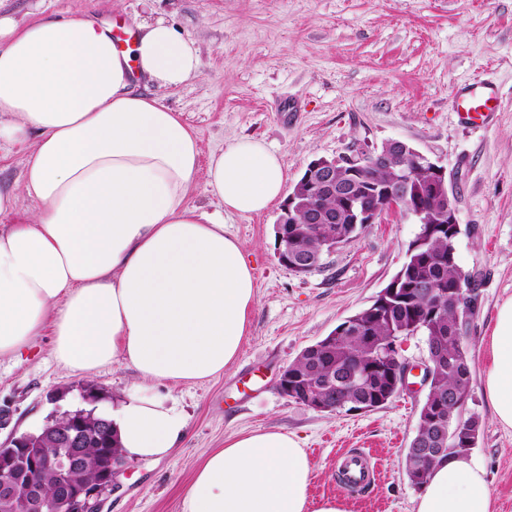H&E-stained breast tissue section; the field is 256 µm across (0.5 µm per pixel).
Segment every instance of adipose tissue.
I'll return each instance as SVG.
<instances>
[{"label":"adipose tissue","mask_w":512,"mask_h":512,"mask_svg":"<svg viewBox=\"0 0 512 512\" xmlns=\"http://www.w3.org/2000/svg\"><path fill=\"white\" fill-rule=\"evenodd\" d=\"M126 48L90 16L26 25L0 17V142L27 149L23 189L40 210L0 227V357L44 330L56 362L91 373L114 361L139 380L107 417L124 455L157 460L187 421L150 395L159 381L194 383L238 355L255 302L242 244L188 202L201 142L180 114L138 90L177 88L201 73L194 39L164 21L140 23ZM213 195L250 216L282 195L281 156L242 138L209 156ZM485 392L512 429V298L498 309ZM311 462L299 440L251 432L208 452L183 491V512H345L310 506ZM416 512H491L480 462L432 469Z\"/></svg>","instance_id":"1"}]
</instances>
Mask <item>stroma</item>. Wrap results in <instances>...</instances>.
Returning a JSON list of instances; mask_svg holds the SVG:
<instances>
[{
    "label": "stroma",
    "instance_id": "35a3bbf8",
    "mask_svg": "<svg viewBox=\"0 0 512 512\" xmlns=\"http://www.w3.org/2000/svg\"><path fill=\"white\" fill-rule=\"evenodd\" d=\"M92 15L109 23L165 21L196 40L200 76L175 88L141 82L143 93L179 112L203 155L240 138L264 140L286 168L292 193L307 165L391 140L409 143L447 170L457 197L459 266L478 288L468 338L473 366L468 414L480 431L470 453L484 465L492 512H512V429L484 393L488 338L512 298V0H0V17L24 25ZM482 79L496 90L485 126L459 122L455 94ZM24 151L0 146V188L16 189L0 225L23 224L39 202L20 191ZM188 201L215 217L245 248L256 302L236 359L198 383L154 384L182 411L186 433L160 460L126 459L101 512H182L183 488L204 455L238 433L296 436L311 464V504L341 498L345 512H415L404 455L427 390L400 393L373 411L320 413L276 387L302 350L372 304L400 269L418 232L397 211L297 275L276 256L280 204L248 217L225 213L199 172ZM138 377L119 361L89 374L63 370L50 336L21 358H0V445L53 415L81 407L80 389H103L119 405ZM370 453L380 473L364 490L344 486L349 452Z\"/></svg>",
    "mask_w": 512,
    "mask_h": 512
}]
</instances>
